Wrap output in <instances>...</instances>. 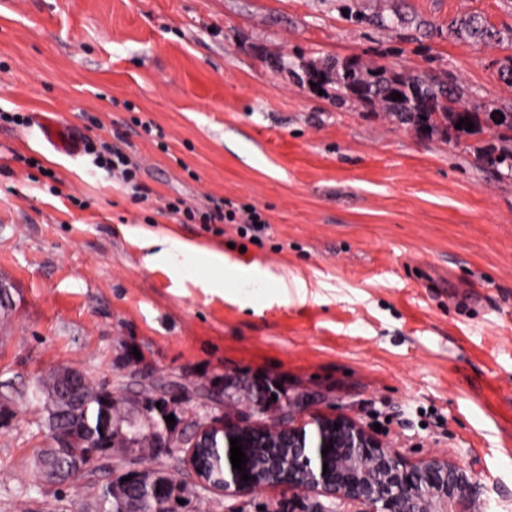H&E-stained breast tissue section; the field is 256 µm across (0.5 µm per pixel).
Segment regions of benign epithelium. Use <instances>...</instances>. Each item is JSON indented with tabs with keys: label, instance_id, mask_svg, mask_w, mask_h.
<instances>
[{
	"label": "benign epithelium",
	"instance_id": "1",
	"mask_svg": "<svg viewBox=\"0 0 512 512\" xmlns=\"http://www.w3.org/2000/svg\"><path fill=\"white\" fill-rule=\"evenodd\" d=\"M57 379L56 389L40 393V399L50 411L53 447L64 448L71 440L67 419L86 407L88 377L79 370L62 368ZM174 405V398L166 395L142 401L125 429L112 422L109 412H103L100 428L107 441L99 445L96 457L115 470L116 447L130 448L149 439L160 440L163 447L171 448L185 441L189 444L187 462L201 490L233 494L285 486L328 501L326 505L318 503L314 512H467L483 494V486L465 467L436 457L409 464L364 427L344 417L320 418L310 433L304 426H290L271 436L259 426L235 421L198 425L188 438L185 429L177 424L166 423L163 431L156 433L151 413L173 415ZM217 435L224 436V448L217 463L219 475L213 478L203 449L211 447ZM231 438L240 439L246 453L244 468L250 476L246 482L232 467ZM330 444L333 449L322 455V449ZM129 475L132 479L125 480ZM117 481L129 490L125 512H143V500L148 494L156 500L178 498L179 483L155 470L125 469ZM105 487L88 491L87 502L74 512H100L98 500Z\"/></svg>",
	"mask_w": 512,
	"mask_h": 512
}]
</instances>
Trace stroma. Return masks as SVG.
<instances>
[{
  "label": "stroma",
  "mask_w": 512,
  "mask_h": 512,
  "mask_svg": "<svg viewBox=\"0 0 512 512\" xmlns=\"http://www.w3.org/2000/svg\"><path fill=\"white\" fill-rule=\"evenodd\" d=\"M463 14L507 28L512 0H0V109L22 118L0 120V512H64L78 492L31 466L52 445L35 386L66 365L111 383L120 423L156 393L177 397L187 428L338 415L408 463L465 466L479 512H512V171L496 162L512 130L492 117L512 112L499 77L512 53L449 36ZM344 59L460 84L472 130L421 132L295 74ZM43 117L79 142L130 145L149 200L46 142ZM179 198L252 203L270 225L161 214ZM143 230L229 262L146 263ZM243 272L271 286L252 305ZM311 501L268 488L180 512Z\"/></svg>",
  "instance_id": "35a3bbf8"
}]
</instances>
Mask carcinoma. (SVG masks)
Listing matches in <instances>:
<instances>
[{"instance_id":"carcinoma-1","label":"carcinoma","mask_w":512,"mask_h":512,"mask_svg":"<svg viewBox=\"0 0 512 512\" xmlns=\"http://www.w3.org/2000/svg\"><path fill=\"white\" fill-rule=\"evenodd\" d=\"M448 34L458 40L484 44L512 45V28L499 29L487 18L474 14H465L448 22ZM308 83H327L336 85L337 94H344L366 104L380 103L390 112L404 118L418 128L435 129L438 124L448 122L457 124L464 118H472L476 105L464 97L457 87L438 85L418 74H389L384 68L361 69L355 62L342 60L328 69L312 66L303 68ZM401 94V99L392 100L391 94ZM100 407L96 400L88 401L81 413L80 423L89 435L98 433L97 420ZM92 447L85 443V437H78L73 448L62 449L56 457L44 458L50 468L61 472L57 485H71L75 482V473L69 470V458L77 453L88 464L94 460ZM127 497L126 488L117 483L112 488V496L104 499V512H119L121 503Z\"/></svg>"}]
</instances>
